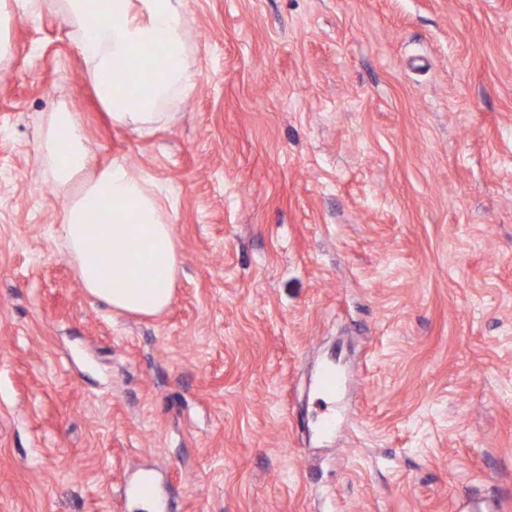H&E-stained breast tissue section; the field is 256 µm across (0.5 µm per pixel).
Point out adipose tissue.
Returning a JSON list of instances; mask_svg holds the SVG:
<instances>
[{"mask_svg": "<svg viewBox=\"0 0 512 512\" xmlns=\"http://www.w3.org/2000/svg\"><path fill=\"white\" fill-rule=\"evenodd\" d=\"M50 9L63 14L87 65L93 92L113 126L134 131L160 121V110L188 92L182 0H0V63L8 60L12 22ZM163 42L166 64L146 82L123 80L146 48ZM37 162L61 202L56 228L86 292L125 314L154 316L174 297L181 254L169 213L152 180L126 158L96 162L79 113H48ZM111 217L99 235L93 220Z\"/></svg>", "mask_w": 512, "mask_h": 512, "instance_id": "adipose-tissue-1", "label": "adipose tissue"}]
</instances>
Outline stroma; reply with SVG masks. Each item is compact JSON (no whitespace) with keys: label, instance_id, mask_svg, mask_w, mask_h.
<instances>
[{"label":"stroma","instance_id":"stroma-1","mask_svg":"<svg viewBox=\"0 0 512 512\" xmlns=\"http://www.w3.org/2000/svg\"><path fill=\"white\" fill-rule=\"evenodd\" d=\"M183 8L196 84L139 133L63 15L11 27L0 512H512V0ZM62 107L154 178L182 256L159 315L92 298L55 233Z\"/></svg>","mask_w":512,"mask_h":512}]
</instances>
